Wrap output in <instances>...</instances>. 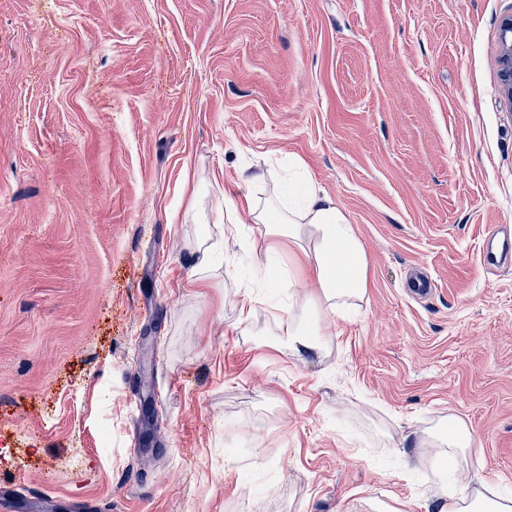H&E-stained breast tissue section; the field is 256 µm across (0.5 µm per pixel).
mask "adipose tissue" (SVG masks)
<instances>
[{
	"label": "adipose tissue",
	"mask_w": 512,
	"mask_h": 512,
	"mask_svg": "<svg viewBox=\"0 0 512 512\" xmlns=\"http://www.w3.org/2000/svg\"><path fill=\"white\" fill-rule=\"evenodd\" d=\"M247 206L256 223L266 225V238L258 243L260 253L287 247L304 257L309 279L315 286L308 304L337 312L361 302L367 288L368 260L363 243L336 199L311 183L297 184L287 201L258 204L251 194L225 198L227 222H234L240 206ZM283 331L289 350L297 356L320 355L326 326L306 315L289 318ZM417 444L439 448L443 458L460 466L474 446L466 422L449 417L447 425H436L417 437ZM434 512H512V496L491 486L455 495L436 494Z\"/></svg>",
	"instance_id": "ef3b65f1"
}]
</instances>
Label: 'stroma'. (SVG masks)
Here are the masks:
<instances>
[{
    "mask_svg": "<svg viewBox=\"0 0 512 512\" xmlns=\"http://www.w3.org/2000/svg\"><path fill=\"white\" fill-rule=\"evenodd\" d=\"M512 0H0V512H428L512 493ZM369 259L309 282L224 195L289 164ZM211 252L206 287L193 256ZM249 317H242L243 306ZM463 418L446 470L409 436ZM254 446L238 451L243 434ZM28 480L13 482L19 464ZM499 79L505 101L512 107V16L501 24V45L498 59ZM312 320V327L307 329V322ZM328 325H325L318 319L307 318V313L302 312L299 316L289 317L284 323V336H288V349L299 357L305 355L319 356L323 345L319 340H314L312 336H328L325 332ZM480 489L455 495L436 494L434 512H511L512 496L500 494L496 489L481 484Z\"/></svg>",
    "mask_w": 512,
    "mask_h": 512,
    "instance_id": "obj_1",
    "label": "stroma"
}]
</instances>
